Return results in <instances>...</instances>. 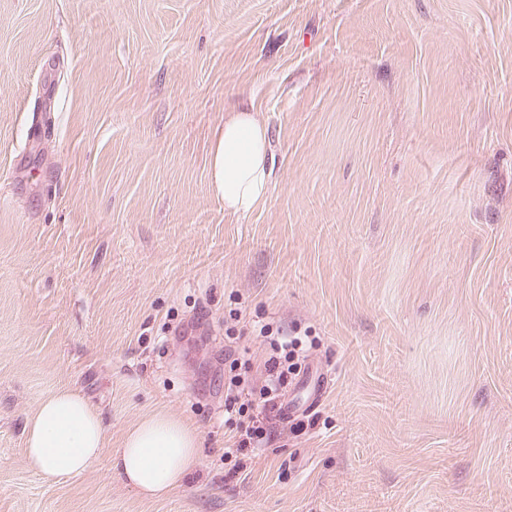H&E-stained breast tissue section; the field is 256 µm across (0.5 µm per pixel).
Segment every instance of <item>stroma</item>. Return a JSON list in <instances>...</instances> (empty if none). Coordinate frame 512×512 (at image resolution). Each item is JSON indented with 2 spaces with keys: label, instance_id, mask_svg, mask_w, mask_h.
<instances>
[{
  "label": "stroma",
  "instance_id": "obj_1",
  "mask_svg": "<svg viewBox=\"0 0 512 512\" xmlns=\"http://www.w3.org/2000/svg\"><path fill=\"white\" fill-rule=\"evenodd\" d=\"M244 95L272 178L235 217ZM258 321L309 373L233 461ZM60 388L108 443L55 481L24 428ZM157 412L202 457L147 499L111 466ZM0 512H512V0H0ZM268 128L252 106L224 114V131L211 151V185L224 199V212L245 216L264 204L270 192Z\"/></svg>",
  "mask_w": 512,
  "mask_h": 512
}]
</instances>
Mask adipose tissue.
I'll list each match as a JSON object with an SVG mask.
<instances>
[{
    "mask_svg": "<svg viewBox=\"0 0 512 512\" xmlns=\"http://www.w3.org/2000/svg\"><path fill=\"white\" fill-rule=\"evenodd\" d=\"M211 185L224 211L245 216L270 192L268 128L250 106L225 114L224 131L211 151ZM108 430L100 412L77 391L60 389L40 400L25 425L28 465L59 480L89 471L104 453ZM201 456L200 441L188 422L153 414L131 428L112 471L148 498L182 485Z\"/></svg>",
    "mask_w": 512,
    "mask_h": 512,
    "instance_id": "adipose-tissue-1",
    "label": "adipose tissue"
}]
</instances>
